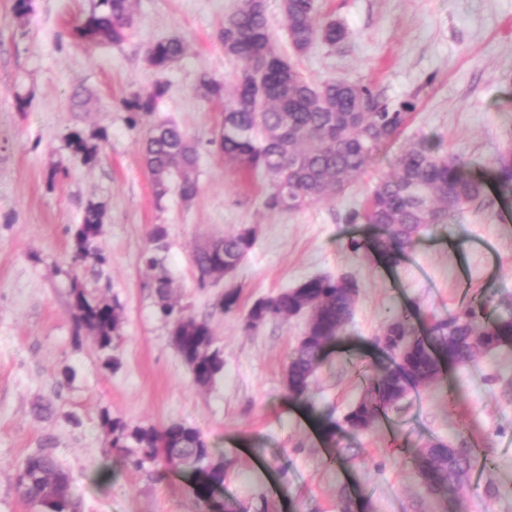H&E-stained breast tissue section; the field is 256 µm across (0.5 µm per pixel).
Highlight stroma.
<instances>
[{
	"instance_id": "1",
	"label": "stroma",
	"mask_w": 512,
	"mask_h": 512,
	"mask_svg": "<svg viewBox=\"0 0 512 512\" xmlns=\"http://www.w3.org/2000/svg\"><path fill=\"white\" fill-rule=\"evenodd\" d=\"M90 3L32 0L33 14L23 19L14 0H0V512H37L21 496L17 473L42 450L68 472L76 512H200L180 468L116 464L99 420L104 409L133 426L197 429L233 462L225 498H263L269 512H336L344 491L368 512H440L412 451L462 438L486 459L458 493L462 512H512V345L411 388L365 432L340 426L384 361L375 341L393 314L446 315L478 298L491 299L498 313L512 309V200L495 190L426 232L393 265L371 251L352 253L349 241L363 227L348 221L390 174L389 156L406 148L431 145L480 176L512 146V0H317L319 21L340 24L346 36L298 57L282 0H266L276 48L311 80L343 77L390 107H412L387 152L376 153L343 194L282 213L264 206L267 177L225 162L213 144L224 103L196 91L203 71L234 79L220 31L241 0H133L131 37L87 48L70 32ZM171 36L186 52L156 71L146 49ZM159 83L167 92L156 118L201 146L199 192L189 202L174 193L156 200L141 155L147 126H131L123 106L132 91ZM77 87L87 100L80 110L70 101ZM102 128L100 158L85 165L66 139ZM91 201L106 205L97 242L108 261L75 270L68 230ZM156 224L168 233L161 259L173 300L209 321L224 353V372L208 387L193 382L155 311L141 254ZM244 228L256 240L233 279L239 306L227 314L216 306L221 288H198L190 258L211 238ZM73 274L122 309L115 370L102 368L91 336H72ZM342 274L356 280L358 298L313 383L315 412L338 423L330 439L283 403L304 317L250 333L242 321L258 299ZM47 402L52 412L37 413Z\"/></svg>"
}]
</instances>
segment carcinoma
Returning a JSON list of instances; mask_svg holds the SVG:
<instances>
[{"mask_svg":"<svg viewBox=\"0 0 512 512\" xmlns=\"http://www.w3.org/2000/svg\"><path fill=\"white\" fill-rule=\"evenodd\" d=\"M132 0H93L87 15L71 30L81 45L120 44L130 38ZM288 20V36L295 54L306 53L315 43L334 45L345 37L344 29L318 19L316 0H282ZM226 57L238 63L231 93L224 82L207 72L199 75L197 89L205 99H224V122L215 139L225 160L269 178L271 191L264 205L270 211H294L307 201L344 192L349 178L361 172L373 150L388 144L406 123L408 113L379 103L366 86L336 78L315 84L288 57L279 53L269 33L264 0H242L225 18L221 34ZM186 52L178 37L159 39L146 56L158 70L169 68ZM265 58L261 79L248 67L258 56ZM166 93L157 85L124 100L133 116H150ZM67 146L83 164L98 161V145L78 131ZM143 160L155 196L161 200L176 192L184 201L198 193V150L175 123L152 122L143 141ZM394 171L381 179L362 210L349 215L372 232L377 253L388 263L398 260L427 228L441 226L464 207L485 195L484 181L468 176L454 157L419 144L397 154ZM491 174L499 194L512 196V148L496 155ZM105 206L91 201L83 220L70 230L75 264L91 259L103 265L107 257L97 245ZM253 231L212 240L191 257L197 287L221 268L236 269L252 250ZM167 230L152 227L142 253L146 267L154 271L152 288L157 312L170 327V336L188 367L194 383L209 386L224 372L223 352L214 346L209 323L199 320L171 298L170 280L158 253L166 250ZM240 289L224 290L217 307L226 313L238 308ZM74 336H93L102 367L114 370V342L120 338L121 308L84 287L74 276L70 284ZM358 284L346 277H315L295 288L256 301L243 320L253 331L268 322L285 321L300 312L307 315L305 338L289 356L286 395L311 399L316 371L327 356V347L342 336L352 318ZM512 343V312L492 316L490 301L476 300L453 315H431L415 320L397 313L389 321L377 346L388 357L371 379L369 395L345 415L354 432L365 431L379 414L396 406L410 388L427 386L440 378L443 369L468 368L480 355ZM101 425L110 447L125 463L137 469L159 460L180 459L191 476L192 492L201 512H268L265 499L250 505L224 499L220 491L230 463L215 457L196 429L170 423L165 427L131 426L103 411ZM417 474L428 495L445 509L475 467L482 464L475 449L460 441L436 440L413 449ZM17 486L22 497L39 512H74L69 476L55 457L37 453L20 466Z\"/></svg>","mask_w":512,"mask_h":512,"instance_id":"cac0c4a2","label":"carcinoma"}]
</instances>
